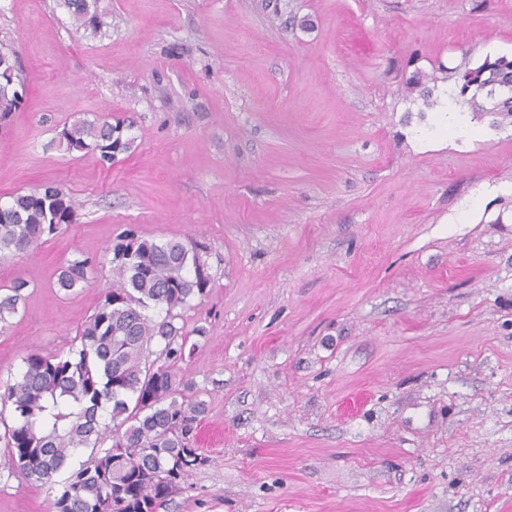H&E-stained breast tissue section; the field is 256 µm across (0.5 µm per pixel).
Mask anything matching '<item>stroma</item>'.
Listing matches in <instances>:
<instances>
[{
  "mask_svg": "<svg viewBox=\"0 0 512 512\" xmlns=\"http://www.w3.org/2000/svg\"><path fill=\"white\" fill-rule=\"evenodd\" d=\"M0 0L26 85L0 124V203L59 186L73 224L0 256L27 299L0 380L67 352L127 230L196 243L208 296L177 367L206 404L203 462L160 512H512V122L449 68L512 59V0ZM433 75L429 96L408 90ZM444 100L471 133L453 138ZM130 124L112 165L80 117ZM92 261L63 295L59 267ZM0 512H50L9 476ZM63 6L69 11L77 27L98 26L96 0H63ZM58 138L66 151L95 153L105 163H112L116 155L127 152L134 142V138L123 135L119 121L112 124V120L97 117L74 120L62 128ZM93 278L91 262L86 258H74L61 265L56 285L65 292L83 290L91 287Z\"/></svg>",
  "mask_w": 512,
  "mask_h": 512,
  "instance_id": "35a3bbf8",
  "label": "stroma"
}]
</instances>
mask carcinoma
<instances>
[{"mask_svg": "<svg viewBox=\"0 0 512 512\" xmlns=\"http://www.w3.org/2000/svg\"><path fill=\"white\" fill-rule=\"evenodd\" d=\"M78 27H97V0H63ZM460 103L472 112L512 118V61L486 60L457 72ZM20 106L0 86V122ZM68 152H91L105 163L128 151L133 138L121 123L78 118L58 134ZM77 204L64 188L16 193L0 204V254L23 252L76 221ZM120 280L101 296L78 328L77 348L67 354L29 351L21 376L3 385L0 407L16 413L0 442L8 448V472L41 486L56 483L52 512H158L201 459L191 434L204 403L189 396L191 383L176 369L186 336L174 311L209 292L210 277L198 253L179 240L159 243L126 233L110 246ZM93 266L74 258L61 265L57 287L65 292L91 287ZM26 282L0 288V322L18 312ZM165 309L159 321L149 306ZM160 347L159 366L148 362L151 344ZM109 412L112 447L95 452L106 438L101 422ZM91 448L87 460L71 464L76 450Z\"/></svg>", "mask_w": 512, "mask_h": 512, "instance_id": "carcinoma-1", "label": "carcinoma"}]
</instances>
